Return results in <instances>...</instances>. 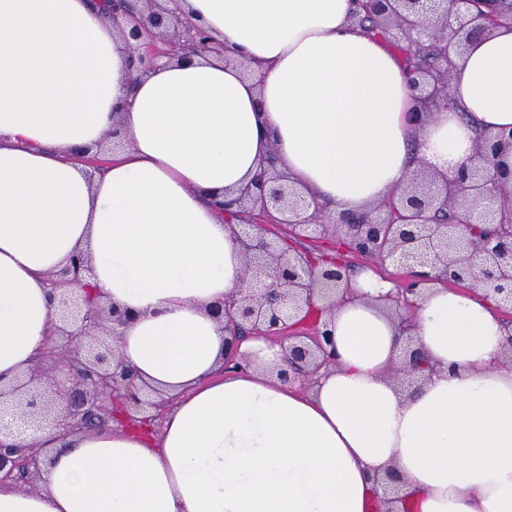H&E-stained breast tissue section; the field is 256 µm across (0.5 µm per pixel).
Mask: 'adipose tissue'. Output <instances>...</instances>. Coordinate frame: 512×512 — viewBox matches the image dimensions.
<instances>
[{"instance_id": "adipose-tissue-1", "label": "adipose tissue", "mask_w": 512, "mask_h": 512, "mask_svg": "<svg viewBox=\"0 0 512 512\" xmlns=\"http://www.w3.org/2000/svg\"><path fill=\"white\" fill-rule=\"evenodd\" d=\"M226 61L131 71L92 0H0V386L46 348L48 274L91 256L93 294L127 310L120 352L177 396L161 436L119 426L57 439L38 491L0 512H512V368L492 303L439 285L412 320L434 372L404 392L403 339L366 273L329 321L337 361L306 390L278 358L224 366L212 306L241 286L216 197L274 157L304 192L362 212L424 162L450 175L489 128H512V24L454 60L448 110L414 119L406 67L352 20V0H170ZM119 128L95 177L76 152Z\"/></svg>"}]
</instances>
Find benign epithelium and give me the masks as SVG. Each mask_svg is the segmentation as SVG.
Instances as JSON below:
<instances>
[{"label":"benign epithelium","instance_id":"benign-epithelium-1","mask_svg":"<svg viewBox=\"0 0 512 512\" xmlns=\"http://www.w3.org/2000/svg\"><path fill=\"white\" fill-rule=\"evenodd\" d=\"M375 23L380 36L399 51H428L426 62L410 70L416 100L427 115L451 105L453 58L474 40L499 25L491 15L474 10L477 0H356ZM107 20L142 75L162 59L194 55L224 56L213 37L201 41L202 28L184 22L163 0H121ZM453 23H448V18ZM512 130L484 132L473 152L449 178L425 164L405 185L365 212L331 214L300 192L275 167L273 158L236 194L224 201L253 215V232L236 233L244 257L245 287L212 308L227 334L228 358L237 355L248 337L279 339L290 328L313 325L312 332L288 337L281 364L283 382L309 383L336 363L329 323L311 319L315 301L331 311L350 294L349 275L332 261L281 248L262 232L264 224H286L296 237L318 226L343 235L348 251L393 260L410 268L416 296L420 286L444 281L479 288L512 306ZM88 257L76 254L47 278L53 319L51 345L38 362L8 388H0V485L27 486L41 478L47 459L37 441L7 444L13 421L39 428L47 424L61 438L104 426L115 408L126 423L133 413L159 412L164 394L139 382L136 371L120 358L117 326L128 313L95 299L86 283ZM427 360L420 348L407 347L396 370L412 381L422 377ZM387 501L400 491L398 474L381 480Z\"/></svg>","mask_w":512,"mask_h":512}]
</instances>
